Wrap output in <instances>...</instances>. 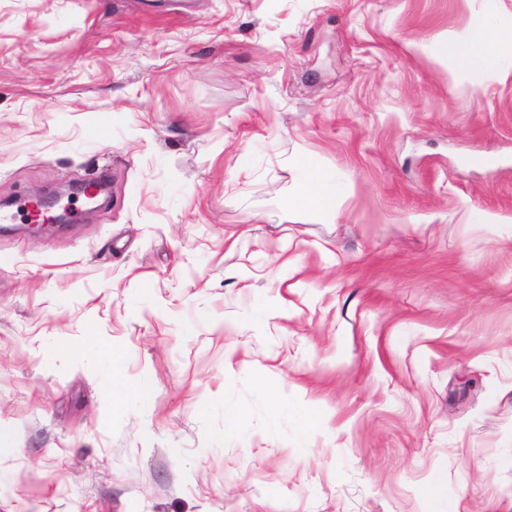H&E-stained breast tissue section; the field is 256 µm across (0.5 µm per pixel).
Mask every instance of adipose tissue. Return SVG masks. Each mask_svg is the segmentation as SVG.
Listing matches in <instances>:
<instances>
[{
  "label": "adipose tissue",
  "mask_w": 512,
  "mask_h": 512,
  "mask_svg": "<svg viewBox=\"0 0 512 512\" xmlns=\"http://www.w3.org/2000/svg\"><path fill=\"white\" fill-rule=\"evenodd\" d=\"M440 52L455 55L459 67L466 71H498L504 55L512 53V26L505 28L492 24L489 18L474 17L465 30L449 33L440 45ZM345 194V187L335 186L324 173L314 172L297 189L293 201L325 213Z\"/></svg>",
  "instance_id": "obj_1"
}]
</instances>
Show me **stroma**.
<instances>
[{
	"instance_id": "stroma-1",
	"label": "stroma",
	"mask_w": 512,
	"mask_h": 512,
	"mask_svg": "<svg viewBox=\"0 0 512 512\" xmlns=\"http://www.w3.org/2000/svg\"><path fill=\"white\" fill-rule=\"evenodd\" d=\"M483 13L0 0V200L112 185L0 236V512H512V73L439 54ZM346 195L344 186L331 184L322 172H312L307 180L297 189L293 201L307 209L328 212L338 199Z\"/></svg>"
}]
</instances>
